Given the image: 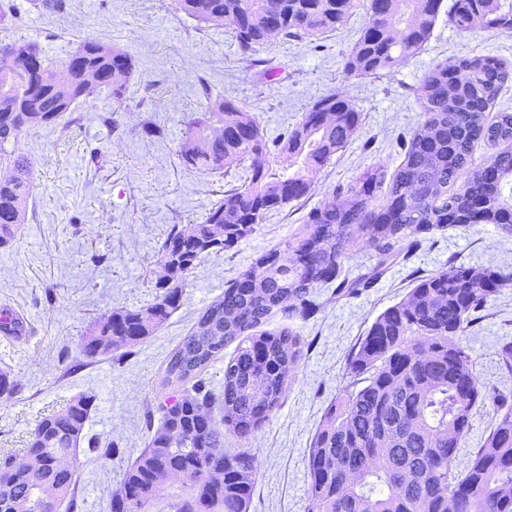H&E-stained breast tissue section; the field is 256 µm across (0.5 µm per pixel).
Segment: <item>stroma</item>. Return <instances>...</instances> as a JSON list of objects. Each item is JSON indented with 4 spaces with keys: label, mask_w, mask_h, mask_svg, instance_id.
Instances as JSON below:
<instances>
[{
    "label": "stroma",
    "mask_w": 512,
    "mask_h": 512,
    "mask_svg": "<svg viewBox=\"0 0 512 512\" xmlns=\"http://www.w3.org/2000/svg\"><path fill=\"white\" fill-rule=\"evenodd\" d=\"M362 24L357 12L337 31L277 40L247 57L231 25L198 22L175 0H59L49 8L42 0H0L2 42H35L60 67L77 44L93 39L121 48L135 65L122 99L90 91L57 124L21 134L14 150L32 162L33 192L15 244L0 249V310L23 323L20 335L0 334V368H10L24 387L0 405V451L22 448L44 413L77 394H94L87 438L71 463L79 512H108L111 489L146 444V416H158L165 399L158 373L199 312L256 255L300 234L309 210L334 189L353 183L366 167L391 171L400 163L404 137L423 122L414 89L424 73L472 54L512 62V33H461L443 13L422 50L394 73L349 77L344 59ZM336 92L361 112V126L312 174L308 195L268 214L234 249L207 257L176 312L121 363L104 357L80 364L76 350L87 325L114 308L151 303L163 239L174 225L201 221L243 175L238 168L192 174L181 165L177 150L190 116L228 97L252 112L272 140L315 100ZM150 127L156 135H147ZM452 262L512 272V234L494 224L448 228L387 264L356 294L338 298L333 288L322 289L319 313L291 321L303 352L280 406L250 440L224 433L226 449L248 450L256 460L250 512H304L310 441L329 403L351 383L349 355L420 276ZM464 336L488 398L459 451L460 471L498 406H512V378L500 374L496 357L499 345L512 340V288L503 289ZM108 445L113 453L105 462L98 450Z\"/></svg>",
    "instance_id": "35a3bbf8"
}]
</instances>
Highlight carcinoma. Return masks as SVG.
I'll return each mask as SVG.
<instances>
[{
	"label": "carcinoma",
	"mask_w": 512,
	"mask_h": 512,
	"mask_svg": "<svg viewBox=\"0 0 512 512\" xmlns=\"http://www.w3.org/2000/svg\"><path fill=\"white\" fill-rule=\"evenodd\" d=\"M206 24L231 21L248 56L273 39L317 37L339 29L357 10L364 23L344 60L349 76L392 72L428 41L442 0H177ZM448 26L459 32H512V0H452ZM132 58L95 40L78 44L56 68L33 42L0 43V249L12 247L32 193V163L7 150L28 129L60 120L91 88L124 96ZM512 65L493 55L436 64L420 81L424 121L388 172L373 166L333 192L307 216L305 231L266 250L241 270L224 295L205 307L169 356L162 385L171 392L146 448L109 498L110 512H150L164 485L183 489L171 512H249L257 465L247 451L224 450V425L247 439L279 406L300 357L299 335L283 320L314 316L317 289L337 295L367 288L383 266L435 231L496 224L512 233V111L499 106ZM361 112L336 93L314 101L301 121L269 142L253 113L232 99L192 116L178 156L191 172L247 165L248 176L224 191L199 223L177 224L158 249L163 275L146 307H120L93 321L78 357H120L154 335L180 306L189 276L212 253L236 247L264 216L305 197L308 174L326 166L352 139ZM484 142L496 151L477 163ZM462 186L455 187L460 174ZM359 230L380 263L356 280L341 278L344 247ZM512 288V275L451 263L422 277L370 326L347 368L352 388L326 408L308 451L305 512H512V408L497 415L464 473L454 462L487 394L463 334L489 299ZM0 311V332L21 333ZM224 362V388L205 389L204 371ZM499 370L512 375V341L497 349ZM22 384L0 369V402ZM96 397L80 394L42 416L21 454L0 452V512H59L75 505L74 455Z\"/></svg>",
	"instance_id": "1"
}]
</instances>
